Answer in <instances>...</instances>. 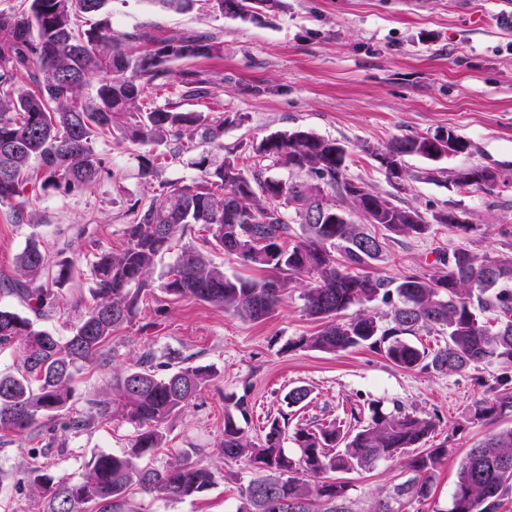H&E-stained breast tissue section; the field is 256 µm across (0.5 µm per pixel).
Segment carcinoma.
Returning a JSON list of instances; mask_svg holds the SVG:
<instances>
[{
	"label": "carcinoma",
	"instance_id": "1",
	"mask_svg": "<svg viewBox=\"0 0 512 512\" xmlns=\"http://www.w3.org/2000/svg\"><path fill=\"white\" fill-rule=\"evenodd\" d=\"M110 0H21L0 10V206L15 224H31L27 204L48 192L69 194L93 186L105 168L99 139L142 147L138 175L152 189L129 200L118 249H99L86 259L93 302L60 337L43 322L59 307L56 288L70 280L81 258L54 259L32 233L4 280L0 295L18 299L24 311L0 306V351L14 350L17 373H0V440H35L39 425L70 407L78 363L103 355V346L133 320L141 292L151 286L157 262L175 248L176 260L160 274L170 296L189 297L246 320L268 319L294 284L302 286L304 310L324 321L312 336L289 346L339 354L365 347L394 365L423 373L453 374L478 363L512 367V252L482 258L460 247L439 259V270L388 279L368 271L389 245L419 237L434 224L467 234L475 227L459 209H440L426 219L418 210L382 196L347 176L338 142L304 130L274 133L249 145L224 146V126L243 115L184 109L215 85L204 71L177 74L182 90L162 105L145 102L173 73L171 64L221 53V43L198 32L156 38L147 32L117 33L107 15ZM222 17L244 19L267 0H208ZM142 43L139 48L131 42ZM97 80L94 94L87 92ZM425 136L394 139L371 152L388 159L389 180H404L403 157L431 158ZM196 152L189 181L164 178L183 155ZM298 227L288 224L287 212ZM205 226L202 244L188 238ZM221 251L261 276L228 274L210 258ZM384 309H378V306ZM358 310L351 316L345 312ZM446 336L435 349L407 340L421 332ZM215 374L208 365L156 361L146 351L112 370L109 392L86 399L93 417L120 416L135 435L120 454L100 452L76 481L58 479L45 459L56 447L49 437L31 452L22 481L44 503L42 512H120L134 486L165 499L210 490L216 474L207 465L177 457L161 468L142 461L161 447L162 424L184 410ZM241 419L225 415L220 451L224 460L253 470L241 487L236 512H351L349 483L336 473L367 469L410 448L406 481L374 500L369 512H400L406 499L431 498L445 448H421L436 428L429 414L371 401L365 421L300 427L292 440L299 456L283 448L286 425L268 421L261 444L249 440L242 398L231 399ZM512 409V373L499 374L485 396L468 408L467 421L482 423ZM512 494V427L489 434L462 461L448 509L433 512H498Z\"/></svg>",
	"mask_w": 512,
	"mask_h": 512
}]
</instances>
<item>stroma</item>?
<instances>
[{"label": "stroma", "mask_w": 512, "mask_h": 512, "mask_svg": "<svg viewBox=\"0 0 512 512\" xmlns=\"http://www.w3.org/2000/svg\"><path fill=\"white\" fill-rule=\"evenodd\" d=\"M112 27L120 33L147 31L158 37L205 32L224 52L209 59L174 63L176 72L193 69L213 74L209 97L189 108L238 112L243 123L224 128L227 146L247 145L276 132L307 130L339 142L346 150L347 174L375 192L393 195L402 205L432 212L458 206L478 230L463 238L447 226L433 225L426 235L391 244L370 271L396 278L408 271H435L439 253L466 247L479 255L512 250V0H281L279 10L243 22L212 13L204 0L188 13L154 0H111ZM167 79L169 96L181 86ZM452 129L468 140L471 152L434 162L404 158L407 176L389 182L371 158L393 138L430 136ZM105 169L94 186L76 195L34 199L36 226L13 223L0 207V281L13 276L29 234H37L52 256L91 254L120 246L125 211L131 198L147 196L137 163L125 148L99 140ZM483 163L500 170L495 189H461L455 170ZM88 268L64 283L61 311L48 321L58 335L91 303ZM320 321L304 310L299 289H290L273 316L252 322L225 314L213 305L177 300L152 287L139 302L132 323L114 332L108 358L82 365L76 375L74 412L87 414L89 395L106 391L113 368L143 351L161 360L189 358L212 366L215 379L184 411L163 426L165 444L151 459L160 468L180 453L196 454L217 474L206 493L185 500H163L133 489L122 512H234L250 477L242 465L225 463L217 453L224 437L225 396L245 397L248 435L261 443L268 419L286 416L289 428L329 420L350 425L351 408L373 400L383 408L436 414L439 425L431 448L448 453L435 478L431 503L401 512H431L451 501L456 473L470 448L490 433L512 427V411L482 424L466 421V410L483 396L486 382L500 365L480 364L455 374L420 373L399 368L382 354L358 348L340 354L289 349L301 336L319 331ZM308 388L302 406H287L293 387ZM132 428L121 418L91 420L78 436L56 427L66 440L52 457L55 475L79 477L94 453L129 447ZM31 442L0 444V468L9 472L10 490L0 493V512H38L26 492L16 491L30 460ZM409 476L399 461L347 474L351 512H368L371 502Z\"/></svg>", "instance_id": "1"}]
</instances>
